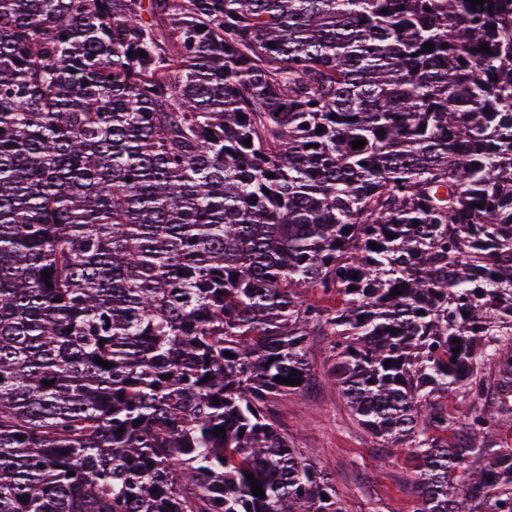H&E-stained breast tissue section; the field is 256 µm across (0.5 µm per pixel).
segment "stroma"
Masks as SVG:
<instances>
[{
    "instance_id": "1",
    "label": "stroma",
    "mask_w": 512,
    "mask_h": 512,
    "mask_svg": "<svg viewBox=\"0 0 512 512\" xmlns=\"http://www.w3.org/2000/svg\"><path fill=\"white\" fill-rule=\"evenodd\" d=\"M330 349V337H312L310 383L274 403L272 413L304 457L333 480L344 512H411L414 464L358 424L326 376Z\"/></svg>"
}]
</instances>
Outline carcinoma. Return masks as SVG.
<instances>
[{
    "label": "carcinoma",
    "instance_id": "cac0c4a2",
    "mask_svg": "<svg viewBox=\"0 0 512 512\" xmlns=\"http://www.w3.org/2000/svg\"><path fill=\"white\" fill-rule=\"evenodd\" d=\"M319 333L413 512H512V0H0V512H343ZM331 339L312 336L311 382L274 403L272 413L303 456L336 484L344 512H412L414 463L366 433L326 377Z\"/></svg>",
    "mask_w": 512,
    "mask_h": 512
}]
</instances>
